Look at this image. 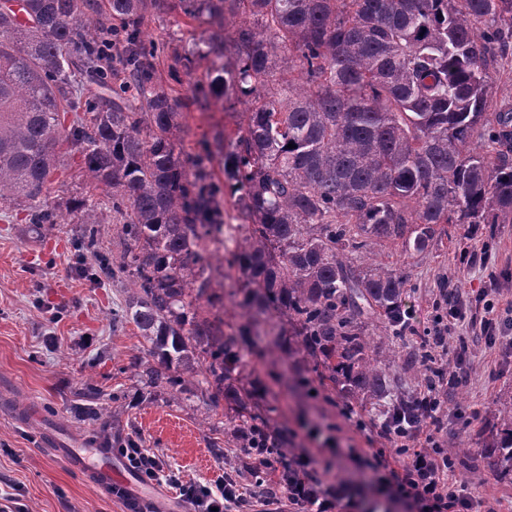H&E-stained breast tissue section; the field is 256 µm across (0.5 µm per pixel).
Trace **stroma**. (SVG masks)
Instances as JSON below:
<instances>
[{
  "label": "stroma",
  "mask_w": 512,
  "mask_h": 512,
  "mask_svg": "<svg viewBox=\"0 0 512 512\" xmlns=\"http://www.w3.org/2000/svg\"><path fill=\"white\" fill-rule=\"evenodd\" d=\"M165 2V8L149 9L145 33L160 46L154 81L178 103L176 142L190 164L205 146L233 136L246 106L233 97L220 102L198 97L209 61L188 52L209 26L205 18L185 16L177 0ZM61 152L53 201L62 208L82 196L99 202L104 219L99 248L120 254L121 226L112 217L110 192L88 182L77 150L65 146ZM449 231L441 243L412 257L389 243L376 249L378 261L408 273L402 306L420 332L447 289L465 296L492 286L503 304L512 303V215L486 235H464L455 224ZM81 234L74 223L46 232L27 223L23 207H0V494L16 484L27 512H126L122 498L105 495L45 444L51 434L72 446L93 444L104 419L112 423L113 449L132 438L186 480L223 479L225 458L238 453L226 429L240 423L242 411L228 401L211 412L200 376H185L175 404L130 371L144 339L133 323L118 318L125 306L123 286L99 270L94 254L79 252ZM485 244L492 251L489 266L460 270L457 254ZM223 281L224 332L230 335L248 313L241 306L240 274L225 268ZM267 327L282 331L285 341L272 353L261 341L242 350L246 372L267 388L247 410L261 414L271 431L287 430L295 452L309 454L317 466L331 465L354 484L373 481L364 462L388 445L370 425L375 407L352 411L331 400L312 360L298 352L293 327L272 313ZM459 334L468 358L461 383L448 391L444 416L445 433L460 446L455 476L467 482L477 512H512V475L501 477L483 453L494 410L512 397V358L470 329Z\"/></svg>",
  "instance_id": "1"
}]
</instances>
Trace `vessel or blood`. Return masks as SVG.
Listing matches in <instances>:
<instances>
[{
  "label": "vessel or blood",
  "mask_w": 512,
  "mask_h": 512,
  "mask_svg": "<svg viewBox=\"0 0 512 512\" xmlns=\"http://www.w3.org/2000/svg\"><path fill=\"white\" fill-rule=\"evenodd\" d=\"M57 453L68 466L81 472L97 487L110 494L121 496L127 504V512H147L149 496L132 489L127 476L112 463V451L108 448H58Z\"/></svg>",
  "instance_id": "b4317fda"
}]
</instances>
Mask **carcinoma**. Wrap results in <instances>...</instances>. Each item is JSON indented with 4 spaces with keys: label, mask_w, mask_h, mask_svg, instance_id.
Segmentation results:
<instances>
[{
    "label": "carcinoma",
    "mask_w": 512,
    "mask_h": 512,
    "mask_svg": "<svg viewBox=\"0 0 512 512\" xmlns=\"http://www.w3.org/2000/svg\"><path fill=\"white\" fill-rule=\"evenodd\" d=\"M9 2L0 0V205L25 207L47 231L75 219L91 250L97 202L76 198L64 215L50 199L62 145L111 190L123 250L99 269L127 281L122 318L147 342L130 370L171 400L176 373L199 371L214 410L243 378L241 350L256 336L247 326L224 335V295L208 273L209 245L224 235L208 169L217 152L243 220L228 264L250 302L294 325L320 381L350 404L413 400L393 377L399 352L367 330L374 319L407 336L409 277L354 259L383 243L421 254L446 224L479 232L512 214V114L490 105L492 69L512 50V0H180L214 29L194 42L210 59L200 92L247 105L236 138L204 148L191 172L144 32L160 0H26L23 24ZM102 15L121 31L125 81L83 102L85 82L110 83L113 28ZM230 16L239 21L228 31ZM82 107L89 121L65 124ZM498 421L487 452L512 474V403ZM228 432L242 449L269 436L256 418Z\"/></svg>",
    "instance_id": "cac0c4a2"
}]
</instances>
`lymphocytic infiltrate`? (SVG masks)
Listing matches in <instances>:
<instances>
[{"mask_svg": "<svg viewBox=\"0 0 512 512\" xmlns=\"http://www.w3.org/2000/svg\"><path fill=\"white\" fill-rule=\"evenodd\" d=\"M477 299L478 304L471 313L462 302H449L445 311L436 314L428 335L446 336L468 325L483 336L496 337L505 317L497 306L495 289H479ZM417 399L408 427L395 437L401 467L391 468L382 448L374 455L375 466L384 470V480L392 497L408 503L413 512H472L468 487L455 479L454 464L439 439L441 428L433 405L442 401L443 394L439 391L421 393ZM313 469L312 457H300L295 466L289 467L287 482L262 487L256 496L272 505L288 500L297 512H335L341 502L350 500L349 485L338 478H316ZM181 496L192 512H232L233 508L249 503L246 493L230 478L215 485L200 482L182 485Z\"/></svg>", "mask_w": 512, "mask_h": 512, "instance_id": "f902f5d3", "label": "lymphocytic infiltrate"}]
</instances>
